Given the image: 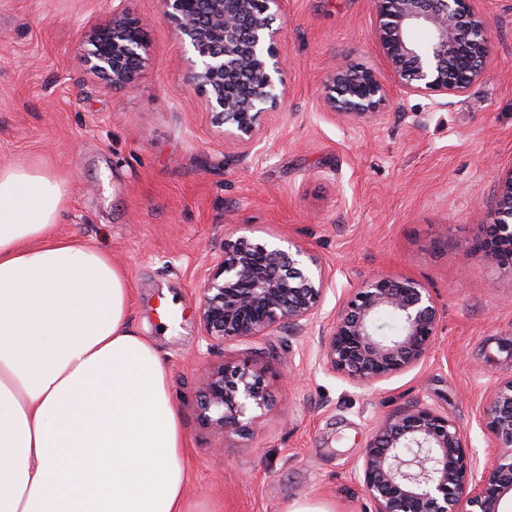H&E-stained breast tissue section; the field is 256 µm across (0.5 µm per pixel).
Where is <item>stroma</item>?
I'll list each match as a JSON object with an SVG mask.
<instances>
[{
  "instance_id": "stroma-1",
  "label": "stroma",
  "mask_w": 512,
  "mask_h": 512,
  "mask_svg": "<svg viewBox=\"0 0 512 512\" xmlns=\"http://www.w3.org/2000/svg\"><path fill=\"white\" fill-rule=\"evenodd\" d=\"M124 7L147 26L139 78L120 90L82 62L112 0H0V166L39 162L63 177L57 234L125 270L132 324L168 366L193 512H288L301 498L375 512L355 464L374 422L418 401L494 456L480 420L512 376V268L460 252L512 166V0H476L491 56L483 80L445 108L400 91L375 40L373 0H284L275 26L287 97L247 146L213 127L160 0ZM339 62L384 84L375 120L345 123L325 106L322 83ZM241 236L321 259L330 282L308 334L207 345L201 289L225 238ZM374 275L422 282L440 319L418 365L363 389L316 367V336ZM242 360L264 371L272 405L250 434L214 433L197 415L200 375Z\"/></svg>"
}]
</instances>
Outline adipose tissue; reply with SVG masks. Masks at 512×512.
Listing matches in <instances>:
<instances>
[{"label":"adipose tissue","instance_id":"adipose-tissue-1","mask_svg":"<svg viewBox=\"0 0 512 512\" xmlns=\"http://www.w3.org/2000/svg\"><path fill=\"white\" fill-rule=\"evenodd\" d=\"M66 193L0 167V512H190L167 366L125 271L56 235Z\"/></svg>","mask_w":512,"mask_h":512}]
</instances>
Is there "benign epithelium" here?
<instances>
[{"label": "benign epithelium", "instance_id": "7a95c632", "mask_svg": "<svg viewBox=\"0 0 512 512\" xmlns=\"http://www.w3.org/2000/svg\"><path fill=\"white\" fill-rule=\"evenodd\" d=\"M163 17L193 53L190 78L205 99L212 123L240 144H250L265 112L286 98L284 63L273 24L283 0H161ZM378 47L403 92L424 95L436 106L460 97L483 79L491 54L490 23L473 0H374ZM146 22L125 10L91 36L85 66L112 83L131 87L143 66ZM425 29L429 39L412 33ZM385 89L368 69L343 64L323 83L326 107L344 121H369ZM488 227L490 235L461 250L500 266L512 264V167L503 171ZM328 275L321 260L296 245L284 250L264 238L224 239L199 306L205 340L258 339L286 327L307 332L321 311ZM394 313L400 331L388 336L375 317ZM439 316L421 283L374 276L354 289L330 330L319 333L316 364L368 388L418 365L432 348ZM272 400L265 374L250 361L208 368L200 382V418L214 432L247 434ZM482 427L500 451L488 460L468 448L464 431L417 402L380 420L355 472L376 512H502L512 495V377L496 385Z\"/></svg>", "mask_w": 512, "mask_h": 512}]
</instances>
